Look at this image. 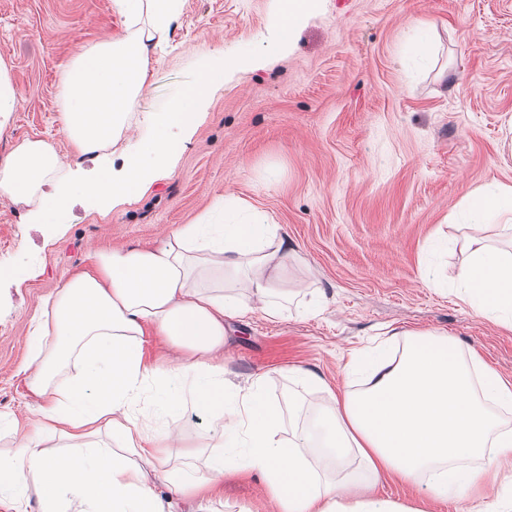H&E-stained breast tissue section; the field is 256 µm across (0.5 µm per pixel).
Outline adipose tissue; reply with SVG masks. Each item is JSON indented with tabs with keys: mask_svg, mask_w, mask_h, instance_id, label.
<instances>
[{
	"mask_svg": "<svg viewBox=\"0 0 512 512\" xmlns=\"http://www.w3.org/2000/svg\"><path fill=\"white\" fill-rule=\"evenodd\" d=\"M184 0H112L119 35L82 47L58 74L59 121L76 160L101 157L122 140L148 86L152 53L167 43ZM225 60L205 63L199 81L163 101L145 119L147 135L130 145L121 170L79 183L64 170L55 142L26 139L0 166V196L36 207L53 224L75 193L103 201L139 193L152 169L170 161L172 129L192 128ZM453 223L462 226L457 279L478 314L512 326V250L497 246L512 231V185L491 181L469 191ZM33 319L29 389L37 398L33 431L0 448V504L23 512L36 494L42 512L62 500L76 512H169L151 485L163 474L198 512L234 476H261L279 512H420L379 497L380 480L422 486L426 496L469 493L512 460V430L493 406H512V385L479 362L460 359L447 335L391 331L405 350L352 354L348 378L358 393L331 394L290 444L278 436L282 414L262 376L245 386L225 379L218 353L224 323L250 312L283 314L294 297L284 273L300 255L281 225L234 194L215 198L192 223L159 245L93 251ZM175 357L145 361L146 332ZM211 411L206 472H160L182 456L173 414L185 405ZM474 456L475 467L460 466Z\"/></svg>",
	"mask_w": 512,
	"mask_h": 512,
	"instance_id": "ef3b65f1",
	"label": "adipose tissue"
}]
</instances>
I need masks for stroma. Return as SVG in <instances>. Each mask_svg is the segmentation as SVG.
Here are the masks:
<instances>
[{
    "instance_id": "obj_1",
    "label": "stroma",
    "mask_w": 512,
    "mask_h": 512,
    "mask_svg": "<svg viewBox=\"0 0 512 512\" xmlns=\"http://www.w3.org/2000/svg\"><path fill=\"white\" fill-rule=\"evenodd\" d=\"M279 0H185L156 63L142 112L192 86L204 60L260 53L226 70L189 133L173 131L171 166L136 197L102 211L78 198L61 224L0 197V414L21 429L35 419L28 380L30 319L90 248L158 244L232 193L281 224L303 259L290 284L316 283L329 304L308 317L261 310L224 323V365L241 383L264 378L287 404L303 367L343 389L350 352L385 330L448 334L512 385V328L471 310L455 286L422 278L428 243L458 236L448 223L464 195L489 181L512 185V0H318L285 45L272 20ZM431 34V64L408 55L412 22ZM110 0H0V58L19 90L0 128V160L29 138L61 154L57 71L84 45L120 33ZM381 497L421 501L424 512H470L468 496L421 498L382 482ZM213 512H274L258 478L229 479Z\"/></svg>"
}]
</instances>
